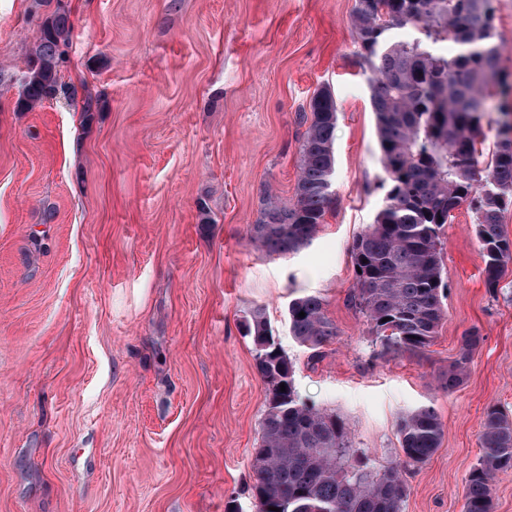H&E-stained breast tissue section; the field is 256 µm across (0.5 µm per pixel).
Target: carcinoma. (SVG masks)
Segmentation results:
<instances>
[{
  "label": "carcinoma",
  "mask_w": 512,
  "mask_h": 512,
  "mask_svg": "<svg viewBox=\"0 0 512 512\" xmlns=\"http://www.w3.org/2000/svg\"><path fill=\"white\" fill-rule=\"evenodd\" d=\"M494 0H356L352 26L372 73L375 114L386 188L374 223L354 239L355 285L350 301L364 316L375 343L394 353L420 354L434 342L446 311L442 301L439 233L464 202L476 216L484 283L496 292L512 265V240L500 215L512 205V125L497 134L495 150L479 167L476 141L489 111L499 66ZM417 36L394 40L392 32ZM72 26L62 0L40 26L22 83L18 111L30 112L56 92ZM451 42L444 56L433 45ZM306 126L291 202L264 191L249 240L271 257L286 259L309 246L336 198V99L318 90L299 116ZM305 317H299V313ZM288 325L300 345L318 350L336 335L323 300L304 295L288 304ZM256 370L267 386L252 487L254 512H402L405 473L423 466L439 448L442 424L429 405L398 423L402 458L376 470L352 452L343 420L301 400L294 367L261 309L246 320ZM483 337L461 336L440 388L459 387ZM286 391H280V384ZM483 453L464 485V512H495L493 482L512 471V421L487 412Z\"/></svg>",
  "instance_id": "1"
}]
</instances>
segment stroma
<instances>
[{"label":"stroma","instance_id":"1","mask_svg":"<svg viewBox=\"0 0 512 512\" xmlns=\"http://www.w3.org/2000/svg\"><path fill=\"white\" fill-rule=\"evenodd\" d=\"M73 25L56 92L17 109L47 8L0 0V512H253L266 385L244 323L263 309L302 400L340 416L376 467L400 417L433 406L443 434L406 475L403 512H463L489 408L512 419V275L484 286L475 216L440 234L447 311L421 354L381 353L351 304L354 238L385 190L356 0H64ZM512 113V0H494ZM336 98V205L306 248L246 237L263 189L293 198L312 94ZM102 108L81 109L85 94ZM322 298L319 351L289 302ZM483 342L453 393L461 336ZM305 317L300 318L299 313ZM288 325L293 338L300 345L318 350L336 335V325L327 316L323 300L315 295H304L288 304Z\"/></svg>","mask_w":512,"mask_h":512}]
</instances>
